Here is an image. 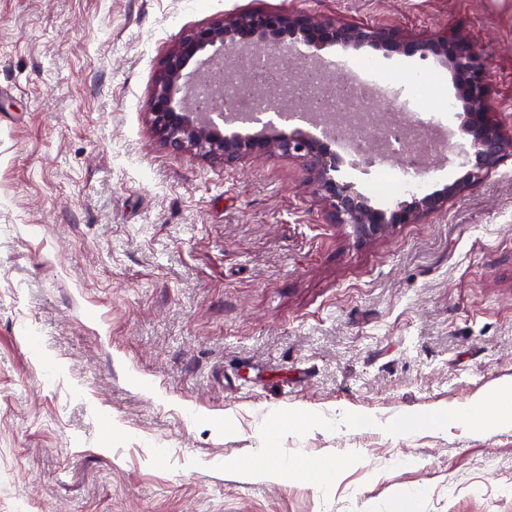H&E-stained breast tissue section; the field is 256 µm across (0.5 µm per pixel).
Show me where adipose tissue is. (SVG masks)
<instances>
[{
	"mask_svg": "<svg viewBox=\"0 0 512 512\" xmlns=\"http://www.w3.org/2000/svg\"><path fill=\"white\" fill-rule=\"evenodd\" d=\"M442 429L450 424L485 432L492 428L512 427V383H505L489 394L445 406L428 418L400 414L389 418L385 429L392 434L410 432L422 424Z\"/></svg>",
	"mask_w": 512,
	"mask_h": 512,
	"instance_id": "ef3b65f1",
	"label": "adipose tissue"
}]
</instances>
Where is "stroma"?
<instances>
[{
	"label": "stroma",
	"mask_w": 512,
	"mask_h": 512,
	"mask_svg": "<svg viewBox=\"0 0 512 512\" xmlns=\"http://www.w3.org/2000/svg\"><path fill=\"white\" fill-rule=\"evenodd\" d=\"M296 8L467 30L512 122V0H0V512H512V428L335 425L512 380V160L447 208L357 244L301 159L178 152L150 101L173 44L224 15ZM379 111L461 123L448 66L338 46ZM458 140L413 181L465 169ZM296 473L251 481L263 417ZM335 460L318 486L308 469Z\"/></svg>",
	"instance_id": "obj_1"
}]
</instances>
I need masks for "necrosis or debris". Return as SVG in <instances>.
Returning <instances> with one entry per match:
<instances>
[{
  "instance_id": "4bbe7bcc",
  "label": "necrosis or debris",
  "mask_w": 512,
  "mask_h": 512,
  "mask_svg": "<svg viewBox=\"0 0 512 512\" xmlns=\"http://www.w3.org/2000/svg\"><path fill=\"white\" fill-rule=\"evenodd\" d=\"M276 88L289 101L324 113L336 114V137L349 151L370 150L380 142L401 154L398 167L382 170L371 191L379 196L406 191L410 182L407 170H426L433 157L443 153V139L425 132L419 123L381 119L374 110L375 97L381 90L377 81H354L345 86H330L319 75L307 77L302 84L277 82Z\"/></svg>"
}]
</instances>
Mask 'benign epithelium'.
Wrapping results in <instances>:
<instances>
[{
	"label": "benign epithelium",
	"mask_w": 512,
	"mask_h": 512,
	"mask_svg": "<svg viewBox=\"0 0 512 512\" xmlns=\"http://www.w3.org/2000/svg\"><path fill=\"white\" fill-rule=\"evenodd\" d=\"M298 44L305 47L301 54L307 60L339 45L433 57L448 64L464 116L457 135L470 142L464 175L432 194L382 210L369 205L353 184L336 178L344 160L331 149L335 136L323 139L300 126L272 121L262 124L256 118L246 122L259 123L260 129L226 133L224 123L214 120L212 113L187 107L189 96L197 89L188 84L187 69L194 62L202 63L201 56L208 50L222 51L216 72L227 77L246 71L245 63L253 57L265 58L280 72L288 63L282 48ZM150 115L157 136L176 151H199L226 164L276 153L302 159L307 180L325 202L328 217L348 227L349 236L357 243L378 240L403 224H415L442 210L448 200L482 183L512 159V128L502 122L493 100L491 62L467 32L456 29L438 37L415 36L391 25L341 21L293 8L224 17L184 35L162 62ZM385 155L381 145L348 153L354 166Z\"/></svg>",
	"instance_id": "benign-epithelium-1"
}]
</instances>
